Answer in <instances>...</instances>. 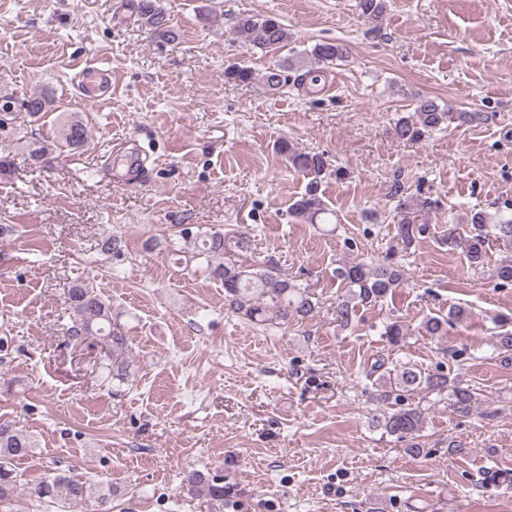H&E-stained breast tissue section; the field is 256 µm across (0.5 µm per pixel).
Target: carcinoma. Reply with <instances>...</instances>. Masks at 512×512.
Wrapping results in <instances>:
<instances>
[{"instance_id": "1", "label": "carcinoma", "mask_w": 512, "mask_h": 512, "mask_svg": "<svg viewBox=\"0 0 512 512\" xmlns=\"http://www.w3.org/2000/svg\"><path fill=\"white\" fill-rule=\"evenodd\" d=\"M387 0H357L360 14L372 22H378L387 11ZM136 14L145 26L152 28L169 41L178 40V34L166 25L163 13L154 0H137ZM234 34L239 42L261 51H279L291 44V36L285 24L273 15H242L234 25ZM314 63L325 69L347 57L344 45L335 41L316 43L310 50ZM296 70L297 84L315 83L311 73L303 71L302 53L296 58L271 68L261 76L264 83L272 88H280L288 83V72ZM54 101L45 95H32L20 104L9 97L0 99V128L11 124L24 114L35 117L48 112ZM479 119L476 112H459L450 105H442L432 97H420L413 102V111L394 122L397 139L416 142L426 135L454 123H468ZM87 141V130L79 120H70L61 126L56 148L77 149ZM281 150L288 162L297 171L310 176L304 193L291 208L292 214L310 224L332 223V213L321 196L322 179L334 175L345 177L341 169L329 168L324 154L301 152L284 143ZM397 197L395 209L402 214L397 226V236L405 245L414 239L415 203L401 190H394ZM487 216L482 211L471 214L466 228L457 224L448 225L445 242L460 246L465 252L471 268L484 266L486 259ZM148 251L165 250L171 255L193 254V258H203L207 262L210 276L224 286V299L228 306L247 322L267 328L283 326L288 320L307 319L315 309L314 295L306 288L292 282L277 268L266 264L257 269H246L233 263H212V258L224 254V233L217 230L192 231L185 227L177 239L148 238L144 242ZM336 279L344 288L342 299L337 305L340 321L349 324L357 307L380 302L395 297L396 290L404 283V269L390 256L384 261H358L339 265ZM70 322L66 325L65 336L77 344L87 339H95L101 344L96 365L106 377L120 384L126 383L132 374V361L128 356V336L121 324L112 316V304L105 299L98 287L83 280L74 283L68 294ZM383 364L372 366L370 373H379L378 385L382 388L381 401L393 398L400 400L404 394H434L439 398L450 395L454 409L467 414L476 401V392L462 386L456 380L440 371L430 374L406 364L391 372L382 370ZM423 423V409L420 406L390 409L380 406L371 415V425L390 436L411 439V453L420 452V437ZM34 442L31 437L17 430L7 421H0V505H11L17 497L18 485L13 471V462L32 452ZM183 484L192 496L224 497V484L216 477H210L197 470L184 473ZM30 497L47 501L58 509L68 512L75 505H82L85 512H112L110 504L116 494L108 481L83 480L70 475V472L54 469L41 481L28 488Z\"/></svg>"}]
</instances>
